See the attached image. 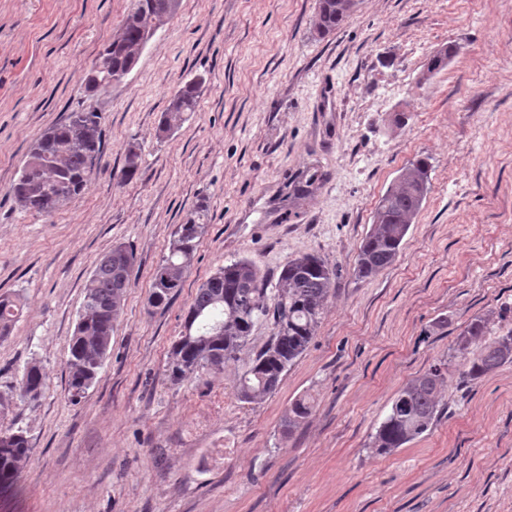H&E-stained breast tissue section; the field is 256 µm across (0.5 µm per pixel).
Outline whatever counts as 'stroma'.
Segmentation results:
<instances>
[{"label": "stroma", "instance_id": "1", "mask_svg": "<svg viewBox=\"0 0 512 512\" xmlns=\"http://www.w3.org/2000/svg\"><path fill=\"white\" fill-rule=\"evenodd\" d=\"M129 5L0 0V294L23 302L0 339V427L29 444L0 512H512V364L462 385L454 350L475 317L490 315L489 336L512 330V0H361L323 38L316 0H181L120 83L88 92L84 72ZM451 41L458 54L425 76ZM198 76L196 111L159 135L172 92ZM76 109L101 115L100 162L54 214L27 210L10 186L31 144ZM132 144L140 173L126 181ZM421 157L429 190L397 260L355 279L380 196ZM312 168V194L287 196ZM200 202L208 228L183 287L151 308L153 270ZM118 244L135 262L112 350L74 403L65 363L84 286ZM304 254L339 277L274 394L246 403L235 389L267 321L237 361L170 382L202 281L248 258L272 289ZM33 360L45 387L23 400ZM440 362L437 422L374 455L398 389ZM303 396L311 415L283 433Z\"/></svg>", "mask_w": 512, "mask_h": 512}]
</instances>
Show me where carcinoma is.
I'll return each instance as SVG.
<instances>
[{"mask_svg":"<svg viewBox=\"0 0 512 512\" xmlns=\"http://www.w3.org/2000/svg\"><path fill=\"white\" fill-rule=\"evenodd\" d=\"M359 2L317 0L315 33L323 38L340 28ZM179 4L180 0H131L121 36L106 43L94 61L101 73L116 77L131 59L140 58L143 31L154 25L160 13L173 16ZM456 52V45L450 44L430 56L427 74L444 69ZM203 83L201 77L193 79L169 99L159 125L161 132L171 131L183 121L185 113L196 110ZM101 146L99 114L84 110L68 113L30 146L11 193L24 208L53 214L84 190L98 165ZM139 160L135 149L127 150L121 171L124 180L137 176ZM429 170L427 159H417L381 195L373 224L360 246L354 268L356 279H370L395 262L428 193ZM317 181L316 171L298 175L288 181L289 195H309ZM206 218L207 208L199 203L172 232L168 254L152 274L150 307H167L182 288L183 276L206 231ZM133 266L132 251L117 245L99 260L85 284L67 360L68 388L75 403L88 393L110 354L115 317L124 301ZM337 277L338 270L325 259L302 255L288 261L274 292L269 294L258 266L250 259H239L217 269L197 289L185 317L184 333L171 347L168 378L177 384L196 372L237 360L255 324L270 320L273 333L269 343L252 360L237 385L241 401L263 400L279 388L288 367L313 340ZM19 309L17 295H0V338L9 335ZM487 324V318L477 316L456 338V350L465 357L458 371L461 383L478 381L512 363V333L488 340ZM475 344L480 345V350L470 358V348ZM447 381L448 366L438 364L406 382L373 437L372 452L389 455L430 430L439 414L441 390ZM44 385L41 367L31 362L24 369L19 396L34 400ZM311 410V403L304 398L291 403L282 420V432L289 434L298 428ZM28 452L23 434L0 431V488L16 484Z\"/></svg>","mask_w":512,"mask_h":512,"instance_id":"carcinoma-1","label":"carcinoma"}]
</instances>
